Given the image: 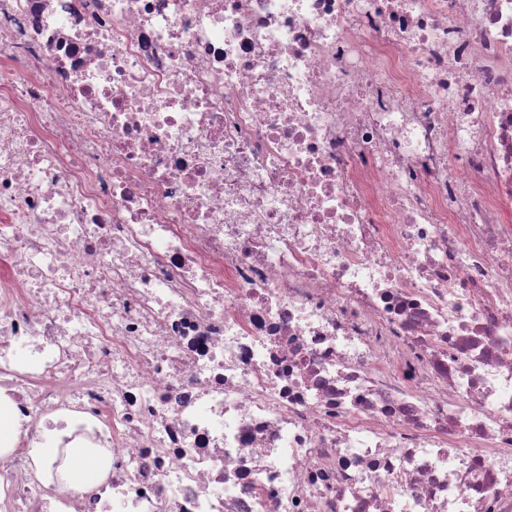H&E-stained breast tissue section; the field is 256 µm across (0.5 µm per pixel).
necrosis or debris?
<instances>
[{
    "label": "necrosis or debris",
    "instance_id": "1",
    "mask_svg": "<svg viewBox=\"0 0 512 512\" xmlns=\"http://www.w3.org/2000/svg\"><path fill=\"white\" fill-rule=\"evenodd\" d=\"M2 404L0 512H512V0H0ZM71 467L62 476L64 492L84 493L99 485L104 478L100 459L87 452L86 448H68Z\"/></svg>",
    "mask_w": 512,
    "mask_h": 512
}]
</instances>
